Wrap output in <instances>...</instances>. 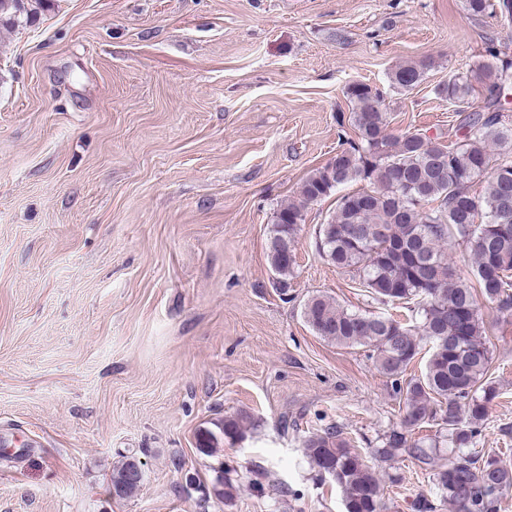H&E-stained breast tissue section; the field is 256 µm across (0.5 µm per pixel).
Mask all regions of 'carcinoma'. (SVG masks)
<instances>
[{"label":"carcinoma","instance_id":"cac0c4a2","mask_svg":"<svg viewBox=\"0 0 512 512\" xmlns=\"http://www.w3.org/2000/svg\"><path fill=\"white\" fill-rule=\"evenodd\" d=\"M51 0H0V25H13ZM471 17L512 19V0H465ZM508 45L489 55L474 74L458 73L440 88L464 114V132L448 145L419 132L394 134L380 93L366 83L345 89L355 138L302 181L298 198L280 204L269 229L267 258L274 286L288 289L296 266L297 234L308 205L332 196L352 182L366 186L340 195L336 209L319 226L317 248L332 265L345 269L383 306L417 301L416 317L401 322L385 312L350 311L330 296L315 294L303 305V318L315 335L342 347L366 349L376 370L399 398L400 422L372 458L363 456L340 427L330 424L304 440L303 452L320 475L340 489L345 512H384L381 463L404 454L429 478L454 512H496L512 489V464L495 453L473 448L499 396L489 380L492 356L481 304L493 305L503 321L512 319V125L503 120L497 94L512 66L501 61ZM431 59L405 61L392 72L394 87L418 86ZM484 90V105L471 106L473 80ZM460 237L467 260L457 262L448 241ZM431 354L420 376L407 375L422 344ZM244 413L224 419L220 434L205 430L202 444L211 454L218 436L234 441L250 426ZM436 427L434 444L415 438L416 430ZM459 449L439 465V440ZM132 461L112 474V495L127 498L140 482L128 478Z\"/></svg>","mask_w":512,"mask_h":512}]
</instances>
